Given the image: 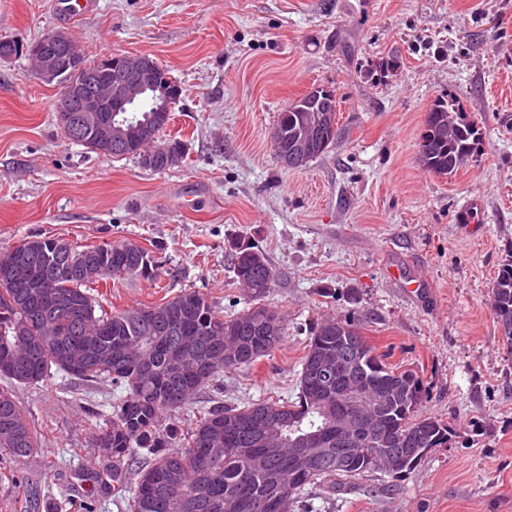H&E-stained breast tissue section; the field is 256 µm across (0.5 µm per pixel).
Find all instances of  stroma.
<instances>
[{"label": "stroma", "mask_w": 512, "mask_h": 512, "mask_svg": "<svg viewBox=\"0 0 512 512\" xmlns=\"http://www.w3.org/2000/svg\"><path fill=\"white\" fill-rule=\"evenodd\" d=\"M54 0H0V39L67 31L88 60L146 54L182 88L164 137L187 145L163 172L69 141L58 126L62 88L20 55L0 61V252L37 235L134 242L158 280L96 283L106 312L203 294L230 318L251 304L230 258L251 241L276 272L268 306L284 340L249 367L206 385L200 404L285 402L326 319L351 318L389 366L415 371L421 415L453 431L405 479L376 473L344 493L323 487L303 512H512V349L491 287L512 253V0H97L72 20ZM400 65L380 75L376 63ZM332 90L342 131L299 169L276 158L278 116L309 88ZM456 92L483 132L482 151L452 176L419 158L429 107ZM26 412L33 453L0 452V512H128L144 450L120 481L93 444L124 388L63 373L6 385Z\"/></svg>", "instance_id": "obj_1"}]
</instances>
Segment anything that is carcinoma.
<instances>
[{
    "label": "carcinoma",
    "instance_id": "carcinoma-1",
    "mask_svg": "<svg viewBox=\"0 0 512 512\" xmlns=\"http://www.w3.org/2000/svg\"><path fill=\"white\" fill-rule=\"evenodd\" d=\"M299 113L279 114L273 135L280 139L281 150L292 147ZM481 128L467 116L460 99L452 92L436 100L427 112L426 128L421 135L420 158L425 168L439 176H452L464 168L480 150ZM336 110L327 113L321 136L313 140L311 158L328 151L336 143ZM78 144L102 150L112 157L137 156L139 145L120 149L99 146L89 131L80 134ZM15 250L29 256L31 266L40 272L41 285L6 281L0 275V343L22 339L35 347L39 356L17 368L0 364V378L36 385L51 372L70 374L67 351L89 354L112 352V369L89 365L78 379L109 382L122 386L127 395L101 427L99 436L112 452V467L88 470L83 480L98 483L102 476L117 481L119 466L135 449H145L153 456L149 466L137 473V482L128 498V512H252L254 500L278 496L283 499L282 512H294L302 494L324 483L340 489L373 472H385L389 459L400 467L388 478L398 482L410 474L422 460L406 459L409 449L417 445L441 448L449 442V426L434 417L418 414L425 389L410 370L396 371L374 354L361 327L352 320H332L333 326L318 327L307 349L336 353V337L350 336L368 355L353 371L373 388L390 391L393 373L414 389L408 400H389L383 405L382 420L368 437L331 439L314 468L288 481L291 468L288 449L269 455L263 448H250L243 436L227 435L214 430L213 422L236 420L257 411L283 415L292 419V428L313 430L325 424L326 417L316 408L318 379L307 357H302L298 374L296 400L283 403H252L247 406L199 407L187 428L176 423L162 424L167 414H176L194 403L198 391L215 375L228 368L224 363V346L238 342L256 350L252 361L269 355L286 335L284 320H279L277 336L269 340L263 323L271 312L261 299L271 293L277 276L263 253L253 243L238 240L231 246L232 264L238 282L248 289L255 304L234 317L218 315L206 297L197 291L184 292L154 306L107 313L90 293L91 285L122 277H149L154 270L133 266L131 257L142 251L133 243L73 246L77 253L94 256L101 269L96 277L84 279L70 275L57 259L55 240L26 238ZM491 306L502 330V340L512 348V253L506 255L493 282ZM194 351L203 345L209 349L213 366L196 373L190 363L177 364L169 356L172 346ZM149 357L152 375L143 370L141 357ZM11 411L12 423L21 428L27 444L16 446L0 434V449L15 459L27 456L36 447V439L25 413L7 389H0V410ZM181 443L180 455L166 452L168 444ZM345 453L349 464L336 466V453ZM171 487L169 496L155 500L150 488L155 484Z\"/></svg>",
    "mask_w": 512,
    "mask_h": 512
}]
</instances>
